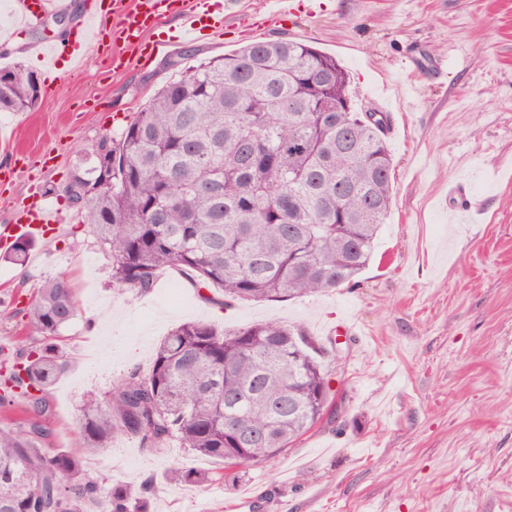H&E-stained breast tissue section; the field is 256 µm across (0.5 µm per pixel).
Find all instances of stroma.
Wrapping results in <instances>:
<instances>
[{"instance_id":"1","label":"stroma","mask_w":512,"mask_h":512,"mask_svg":"<svg viewBox=\"0 0 512 512\" xmlns=\"http://www.w3.org/2000/svg\"><path fill=\"white\" fill-rule=\"evenodd\" d=\"M82 0H63L64 26L44 19L19 31L17 0H0V67L31 62L40 35L65 45ZM280 0H235L220 38L181 41L177 18L150 39L168 54L116 74L87 50L79 70L41 74L44 103L0 112V226L14 223L30 191L62 182L87 146L119 136L155 90L188 67L255 41L254 22ZM263 35L307 43L349 74L357 111L388 99L394 135L393 198L369 265L352 287L291 300L202 301L175 270L149 292L117 291L112 258L63 198L53 232L24 265L0 259V348L24 344L23 310L48 279L66 273L78 317L58 343L69 369L49 390L42 450L82 456L91 478L139 490L148 512H512V0H290ZM463 180L483 221L460 224L442 198ZM201 319L227 328L299 324L342 353L333 386L337 418L287 454L225 474L176 444L151 451L118 436L85 452L76 420L91 395L106 396L131 369L148 371L160 341ZM360 339L336 335L343 320ZM217 474L205 486L169 478L173 465Z\"/></svg>"}]
</instances>
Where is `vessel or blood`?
<instances>
[{"label":"vessel or blood","instance_id":"b4317fda","mask_svg":"<svg viewBox=\"0 0 512 512\" xmlns=\"http://www.w3.org/2000/svg\"><path fill=\"white\" fill-rule=\"evenodd\" d=\"M20 16L25 25L40 23L50 12L54 0H20ZM181 21V35L201 39L222 34L224 30V0H85L83 31L79 39L71 41L66 51L70 60L81 61L87 42L103 44L107 34H114L122 42V51L109 55L113 72L119 73L140 66L147 58L163 54L168 43L164 40H146V33L169 16ZM448 206L460 217L476 222L482 209L468 194L466 184L458 182L448 188ZM52 216L40 199L26 204L16 224L7 234L0 235V244L8 245L19 235L43 234Z\"/></svg>","mask_w":512,"mask_h":512}]
</instances>
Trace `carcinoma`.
<instances>
[{
  "label": "carcinoma",
  "mask_w": 512,
  "mask_h": 512,
  "mask_svg": "<svg viewBox=\"0 0 512 512\" xmlns=\"http://www.w3.org/2000/svg\"><path fill=\"white\" fill-rule=\"evenodd\" d=\"M0 112L41 105L38 75L0 68ZM336 58L288 38L255 41L163 84L119 137L103 136L48 195L63 197L112 257V285L150 291L166 268L199 297H299L348 287L369 263L390 209L387 116L350 109ZM33 240L6 259L25 263ZM78 316L67 275L47 280L24 309L25 348L0 349V405L24 397L35 418L0 429V512H130L133 492L90 478L67 452L48 456L46 393L68 362L55 342ZM325 348L276 322L223 329L184 322L160 342L149 372L87 397L78 426L96 452L124 434L158 450L172 442L229 466L228 430L254 435L257 465L334 420ZM171 480L209 477L171 469Z\"/></svg>",
  "instance_id": "1"
}]
</instances>
